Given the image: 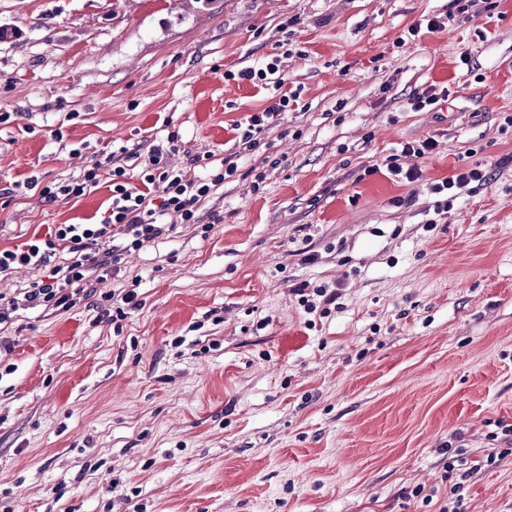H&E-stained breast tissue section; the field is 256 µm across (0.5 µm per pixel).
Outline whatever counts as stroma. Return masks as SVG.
Masks as SVG:
<instances>
[{
    "instance_id": "1",
    "label": "stroma",
    "mask_w": 512,
    "mask_h": 512,
    "mask_svg": "<svg viewBox=\"0 0 512 512\" xmlns=\"http://www.w3.org/2000/svg\"><path fill=\"white\" fill-rule=\"evenodd\" d=\"M446 30L411 36L420 20ZM468 64H461V56ZM280 58L281 89L227 79ZM447 88L453 115L413 112ZM299 93L264 144L234 127ZM0 248L97 222L107 183L48 202L26 181L121 165L169 128L171 165L238 155L182 224L125 256L104 308L0 327V512H435L443 444L483 459L512 424V164L429 228L427 180L512 155V0H0ZM435 137L424 181L364 168ZM338 289L309 317L295 288ZM464 512H512V456ZM448 92V90H446ZM442 89L439 93H436L435 88H427L421 93H416L408 100V106L411 111L421 112L426 108L433 110L435 106L445 98H448V93ZM121 291L116 295L115 292H113L110 295H106L102 297L105 301L111 302L110 307H112V322L115 320H122L127 317V312H125V309L137 308L141 305V301L137 300L138 294L134 291V289L129 291ZM115 313V315H114Z\"/></svg>"
}]
</instances>
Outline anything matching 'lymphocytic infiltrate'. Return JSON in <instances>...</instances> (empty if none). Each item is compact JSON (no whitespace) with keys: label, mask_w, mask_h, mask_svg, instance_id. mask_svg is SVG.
<instances>
[{"label":"lymphocytic infiltrate","mask_w":512,"mask_h":512,"mask_svg":"<svg viewBox=\"0 0 512 512\" xmlns=\"http://www.w3.org/2000/svg\"><path fill=\"white\" fill-rule=\"evenodd\" d=\"M290 96H282L262 111L249 115L245 122L236 124V140L244 150L259 147L262 135L277 126L287 112ZM178 131H169L165 140L150 143L141 162L140 186H132L124 166L118 165L114 153H102L91 168L77 178H61L48 184L30 180L29 188L38 190L42 199L50 202L77 199L94 191L101 179L110 183V204L99 222L93 224H59L46 237L29 240L23 248L0 249V278L8 276L18 265L46 267V275L21 289L18 296L0 302V324L10 322L14 312L41 308L60 311L73 308L78 300L93 296L91 281L103 280L121 271L125 253L139 250L162 239L180 224H196L202 200L223 187L233 177L238 165L232 158H222L204 178H188L184 171L169 168L166 159L180 148ZM439 142L428 137L406 142L399 153L389 155L382 166L365 168V175L377 173L379 168L399 180L414 183L424 177L423 164L435 154ZM490 176L485 164L475 163L456 169L443 179L431 181L429 191L434 195L433 212L447 213V193L471 183H482ZM161 185L163 195L154 198L153 185ZM63 253V261H56V253ZM447 491L415 487L413 496L423 503H437L438 512H462L461 490L467 474L456 471L454 461L444 464Z\"/></svg>","instance_id":"1"}]
</instances>
